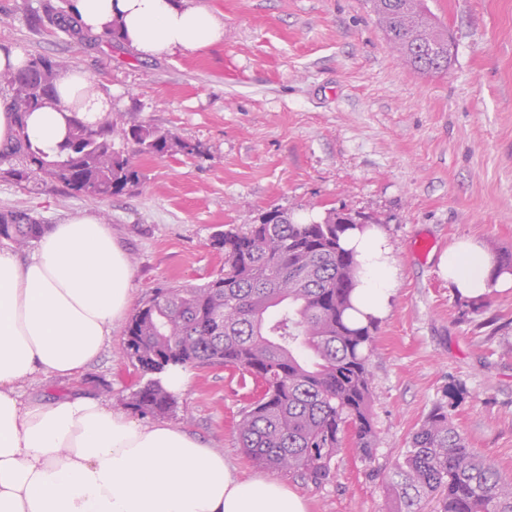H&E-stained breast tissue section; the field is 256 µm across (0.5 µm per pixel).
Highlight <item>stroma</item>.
<instances>
[{
	"label": "stroma",
	"mask_w": 512,
	"mask_h": 512,
	"mask_svg": "<svg viewBox=\"0 0 512 512\" xmlns=\"http://www.w3.org/2000/svg\"><path fill=\"white\" fill-rule=\"evenodd\" d=\"M224 24L222 42L144 58L108 36L85 42L31 26L43 0H0V46L66 61L112 98L126 123L198 143L197 157L141 158L136 191L99 200L61 185L0 176V205L48 225L88 212L107 224L133 270V299L219 275L215 233L280 208L330 209L378 223L393 247L398 286L371 358L378 441L372 459L345 449L336 478L280 480L308 512H390L385 479L449 385L469 447L512 475V289L472 312L438 268L456 238L512 254V0H427L451 37L447 75L402 65L368 0H189ZM125 323L112 329L81 381L21 382L33 400L76 390L112 409L142 376L120 357ZM169 424L223 453L246 478L264 475L238 445L236 423L252 379L224 366L190 368Z\"/></svg>",
	"instance_id": "obj_1"
}]
</instances>
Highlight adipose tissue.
I'll use <instances>...</instances> for the list:
<instances>
[{
	"label": "adipose tissue",
	"instance_id": "ef3b65f1",
	"mask_svg": "<svg viewBox=\"0 0 512 512\" xmlns=\"http://www.w3.org/2000/svg\"><path fill=\"white\" fill-rule=\"evenodd\" d=\"M83 30L119 28L142 57L198 51L224 37L223 23L185 0H71ZM54 103L26 119L30 141L58 152L68 120L100 125L112 100L77 69L57 82ZM358 275L352 319L381 320L397 286L383 229L348 230ZM458 297L512 288L479 239L449 244L438 262ZM133 273L112 231L91 213L52 226L30 259L0 249V512H307L303 497L271 477L242 479L223 454L186 431L142 422L102 399L73 394L48 404L23 398L38 374L77 379L98 359L132 300Z\"/></svg>",
	"mask_w": 512,
	"mask_h": 512
}]
</instances>
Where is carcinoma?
<instances>
[{
    "label": "carcinoma",
    "mask_w": 512,
    "mask_h": 512,
    "mask_svg": "<svg viewBox=\"0 0 512 512\" xmlns=\"http://www.w3.org/2000/svg\"><path fill=\"white\" fill-rule=\"evenodd\" d=\"M370 4L406 67L420 75L448 74V38L426 0ZM31 23L85 39L52 0ZM65 68L36 56L16 72H0V89L10 92L8 108L17 122L13 145L0 150L5 177L18 184L47 178L71 192L109 199L142 185L136 155L202 154L200 144L150 124L127 126L116 117L91 129L75 116L59 151L45 153L28 140L25 119L55 100ZM117 138L133 152L114 148ZM358 224L357 216L343 211L328 210L321 221L303 224L270 209L243 231L215 235L211 246L224 254L219 276L157 288L132 314L123 352L152 378L135 385L126 405L164 418L175 399L154 375L170 365H222L256 384L237 424L239 448L254 464L321 485L335 478L345 445L372 459L377 433L369 359L377 323L357 327L346 317L354 309L357 263L340 245V236ZM48 230L25 210L0 206V245L24 251ZM462 395L458 386H448V401L435 404L412 434L386 480L392 512H512V476L468 447L450 420Z\"/></svg>",
    "instance_id": "cac0c4a2"
}]
</instances>
